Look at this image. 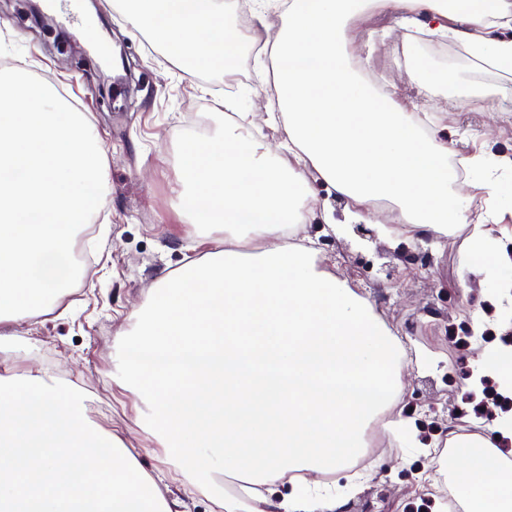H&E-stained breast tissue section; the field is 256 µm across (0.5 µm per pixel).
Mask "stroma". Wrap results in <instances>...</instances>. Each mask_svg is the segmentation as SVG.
Returning <instances> with one entry per match:
<instances>
[{
	"label": "stroma",
	"instance_id": "35a3bbf8",
	"mask_svg": "<svg viewBox=\"0 0 512 512\" xmlns=\"http://www.w3.org/2000/svg\"><path fill=\"white\" fill-rule=\"evenodd\" d=\"M81 10L90 14L92 30L45 13L35 19L15 0H0V58H11L63 92L92 120L107 158L108 189L98 228L87 241L91 262L52 313L14 327L20 346L1 350L0 362L18 373L49 369L82 388L90 403L108 398L111 417L90 406L88 421L141 449L146 470H166L186 512H213L214 494L224 491L223 462L214 461L209 479L187 488L171 448L146 433L147 409L124 385L114 356L119 332L133 329L159 278L224 242L223 234L185 223L175 199L185 145L215 139L234 117L224 107V73L205 69L189 77L177 64L162 62L147 32L131 33L123 0H81ZM362 26L373 38L354 53L367 60L361 76L368 85L388 88L433 116L442 137L453 142V158L483 144L498 157L512 158V97L501 93L512 87V73L481 67L456 44L417 45L390 11L371 13ZM118 44L125 49L131 80L106 85L103 56ZM253 56L251 47L240 51L239 73L250 83V99L240 108L250 113L255 138L273 150L283 134L281 122L266 110L276 99V82L259 74ZM419 57L431 69L449 73V82L423 91L413 76ZM311 188L314 217L303 231L319 258L335 265L337 276L369 300L402 343L408 355L402 403L417 419L421 438L437 443L427 456L405 439L385 451L367 448L369 478L354 482L347 469L325 490L343 499L345 512H434L440 491L454 489L446 459L448 430L491 428L464 417L467 403L478 400L466 381L493 337L512 334V291L489 295L485 277L465 273L460 233L430 235L423 260L413 255L412 244L379 235L363 240L350 224L343 234L332 233L324 211L332 209L339 218L343 206L324 183L312 182ZM491 310L501 311L499 323L472 335L473 316Z\"/></svg>",
	"mask_w": 512,
	"mask_h": 512
}]
</instances>
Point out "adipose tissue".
I'll list each match as a JSON object with an SVG mask.
<instances>
[{"instance_id": "adipose-tissue-1", "label": "adipose tissue", "mask_w": 512, "mask_h": 512, "mask_svg": "<svg viewBox=\"0 0 512 512\" xmlns=\"http://www.w3.org/2000/svg\"><path fill=\"white\" fill-rule=\"evenodd\" d=\"M132 29L189 70H238L243 46L277 62L280 153L248 128L247 113L222 135L185 146L178 207L191 223L223 232L222 248L163 276L116 352L136 383L171 387L149 398V434L169 440L191 474L213 459L244 476L239 495L262 512H339L312 493L308 474L353 466L369 426L398 407L406 353L369 301L323 267L297 233L311 209L309 173L333 190L351 221L419 241L467 231L464 266L497 276L512 268L491 225L512 209V186L492 179L454 189L448 144L413 105L378 92L350 68V26L374 0H291L279 31L260 10L249 26L224 19L223 0H125ZM412 36L466 43L485 63L512 70V0H382ZM509 30L506 38L498 30ZM400 217L378 224L375 205ZM261 243L253 258L241 247ZM475 388L492 380L512 397V346L479 361ZM494 433L449 439L451 476L463 512H512V410L493 411ZM78 388L42 369L0 371V512H181L165 472L146 471L138 449L84 421Z\"/></svg>"}]
</instances>
